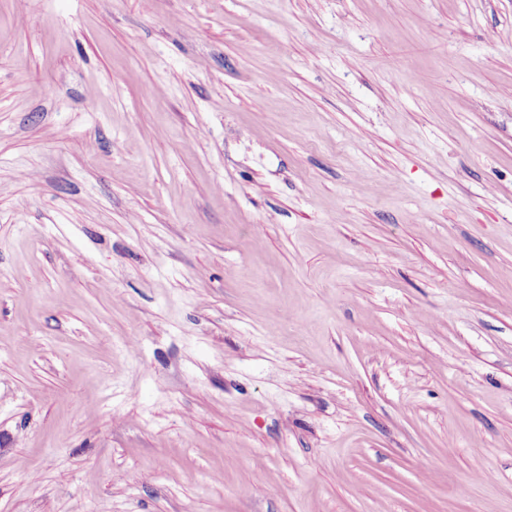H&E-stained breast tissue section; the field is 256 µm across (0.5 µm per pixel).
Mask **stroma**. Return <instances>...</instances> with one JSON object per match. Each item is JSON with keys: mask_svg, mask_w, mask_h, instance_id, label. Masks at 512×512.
Masks as SVG:
<instances>
[{"mask_svg": "<svg viewBox=\"0 0 512 512\" xmlns=\"http://www.w3.org/2000/svg\"><path fill=\"white\" fill-rule=\"evenodd\" d=\"M0 512H512V0H0Z\"/></svg>", "mask_w": 512, "mask_h": 512, "instance_id": "obj_1", "label": "stroma"}]
</instances>
